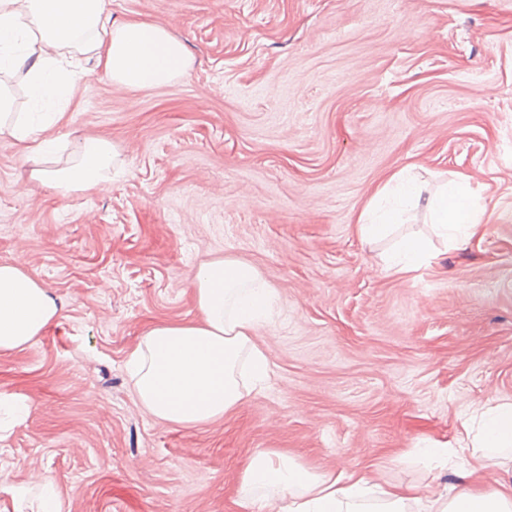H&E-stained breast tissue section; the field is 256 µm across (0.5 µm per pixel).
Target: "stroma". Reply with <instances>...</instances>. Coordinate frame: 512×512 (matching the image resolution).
Listing matches in <instances>:
<instances>
[{"instance_id": "1", "label": "stroma", "mask_w": 512, "mask_h": 512, "mask_svg": "<svg viewBox=\"0 0 512 512\" xmlns=\"http://www.w3.org/2000/svg\"><path fill=\"white\" fill-rule=\"evenodd\" d=\"M111 21L159 24L192 57L168 85L114 86L95 59L71 90L62 149L103 137L112 179L62 195L0 136V263L47 288L60 316L0 351V512L52 481L65 512H237L254 449L317 472L436 497L470 453L463 422L512 401V0H108ZM426 197L468 179L481 240L438 236L425 202L392 236L358 218L393 173ZM433 256L398 276L396 238ZM233 257L276 293L256 343L265 386L224 419L182 427L138 403L126 370L158 322L198 313L200 267Z\"/></svg>"}]
</instances>
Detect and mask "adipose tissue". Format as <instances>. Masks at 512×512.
<instances>
[{"mask_svg": "<svg viewBox=\"0 0 512 512\" xmlns=\"http://www.w3.org/2000/svg\"><path fill=\"white\" fill-rule=\"evenodd\" d=\"M106 0H0V72L21 76L35 101L51 105L35 124L13 112V97L0 83V135L24 144L31 176L64 192L86 191L111 180L116 152L103 139L75 144L54 167V128L66 118L62 88L82 78V59L95 57L117 86L142 89L168 84L190 67L183 44L164 27L139 19L104 21ZM419 185L391 176L356 226L376 240L401 223L404 207L419 198ZM433 224L455 241L478 236L479 211L468 187L441 184L429 201ZM196 322L151 326L131 352L127 369L141 406L153 417L183 427L218 421L243 401L249 385L261 384L268 359L256 345L274 291L253 265L222 257L203 264L194 282ZM60 309L22 266L0 263V350L26 347L51 326ZM463 470L469 489L437 497L431 512H512V402L484 410ZM239 512H412L422 501L414 489L372 484L365 477L315 472L288 455L255 449L236 489Z\"/></svg>", "mask_w": 512, "mask_h": 512, "instance_id": "ef3b65f1", "label": "adipose tissue"}]
</instances>
